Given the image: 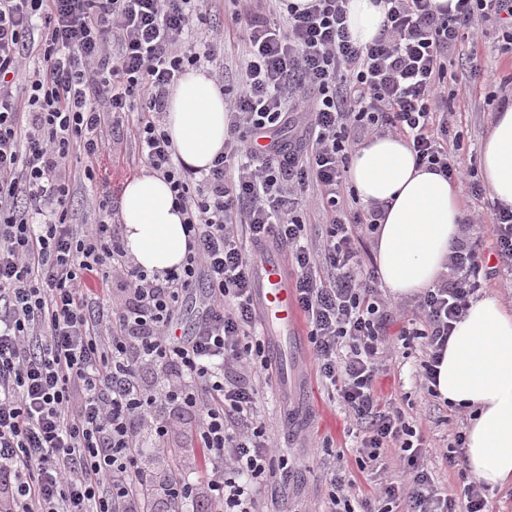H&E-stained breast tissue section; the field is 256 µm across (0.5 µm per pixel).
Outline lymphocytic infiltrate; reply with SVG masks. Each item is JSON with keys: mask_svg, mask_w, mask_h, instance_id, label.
Instances as JSON below:
<instances>
[{"mask_svg": "<svg viewBox=\"0 0 512 512\" xmlns=\"http://www.w3.org/2000/svg\"><path fill=\"white\" fill-rule=\"evenodd\" d=\"M379 35L355 44L346 0H261L235 11L247 50L225 99L224 151L208 170L177 156L159 116L187 69L210 66L224 84V38H194L204 0H0V498L5 512H176L185 478L159 486L138 466L137 421L171 407L198 420L219 512H261L266 482L288 466L254 415L258 386L276 368L257 332L251 251L285 248L308 324L315 370L362 438L340 462L327 512H456L420 462L415 431L383 405L377 382L394 341L425 350L420 373L436 396L437 366L455 323L482 287L479 242L453 246L447 272L416 302L417 326L391 333L389 306L359 243L381 212L360 206L346 173L373 134L405 137L417 165L483 196L450 133L458 44L492 27L512 50V0H386ZM38 65L27 68L29 58ZM125 127L142 160L169 184L185 216L179 269L132 263L112 225V195L93 190L87 216H69L75 180L94 181L112 129ZM288 129L275 151L253 134ZM315 195L325 224L313 240L303 216ZM122 304H106L113 290ZM191 335H176L185 306ZM178 384L144 386L143 369ZM403 479L360 495L353 470L379 466L385 441Z\"/></svg>", "mask_w": 512, "mask_h": 512, "instance_id": "f902f5d3", "label": "lymphocytic infiltrate"}]
</instances>
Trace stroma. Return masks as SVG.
<instances>
[{
	"label": "stroma",
	"mask_w": 512,
	"mask_h": 512,
	"mask_svg": "<svg viewBox=\"0 0 512 512\" xmlns=\"http://www.w3.org/2000/svg\"><path fill=\"white\" fill-rule=\"evenodd\" d=\"M474 50L495 70L502 83L512 84V55L502 53L495 38L478 44L467 40L459 46L456 72L460 103L453 124L463 134L461 154L466 159L479 157L494 112L493 107L485 104L483 92L476 88L465 67V56ZM111 145V151L100 156L96 167L100 187L111 191L117 201L128 179L146 173L148 166L138 160L135 145L125 133H112ZM420 358L415 345L393 350L380 378L379 392L384 399L403 408L423 439L428 449L424 465L438 485L450 492L457 491L463 486L461 470L449 467L445 454L455 433L466 431L468 418L432 398L421 387L414 377ZM286 361V369L278 370L271 385L264 388L258 411L264 419L277 422L273 442L293 469L287 489L268 487L263 508L265 512H324L336 456L355 445L353 425L317 378L310 346L289 348ZM172 421L167 445L179 454L174 463L198 487L195 498L186 501L184 508L186 512H210L213 503L207 482L211 473L204 462L195 421L178 415Z\"/></svg>",
	"instance_id": "1"
}]
</instances>
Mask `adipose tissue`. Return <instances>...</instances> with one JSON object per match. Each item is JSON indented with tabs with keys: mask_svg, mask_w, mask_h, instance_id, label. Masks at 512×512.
I'll use <instances>...</instances> for the list:
<instances>
[{
	"mask_svg": "<svg viewBox=\"0 0 512 512\" xmlns=\"http://www.w3.org/2000/svg\"><path fill=\"white\" fill-rule=\"evenodd\" d=\"M352 40L370 43L384 16L377 0H347ZM165 130L178 157L207 169L224 150L225 104L204 69L187 70L171 88ZM481 172L494 202L512 209V105L495 113L481 153ZM348 179L362 203L384 217L375 259L384 288L397 299L434 287L460 236L463 212L456 184L417 166L407 142L395 135L366 139L353 153ZM159 176L130 179L120 201L126 246L150 271L182 263L188 247L183 216ZM441 400L466 411V465L490 489L512 483V311L497 296L474 300L458 321L437 367Z\"/></svg>",
	"mask_w": 512,
	"mask_h": 512,
	"instance_id": "obj_1",
	"label": "adipose tissue"
}]
</instances>
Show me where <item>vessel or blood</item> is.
<instances>
[{
	"mask_svg": "<svg viewBox=\"0 0 512 512\" xmlns=\"http://www.w3.org/2000/svg\"><path fill=\"white\" fill-rule=\"evenodd\" d=\"M252 295L265 324L274 329L272 354L284 353L289 342L303 335L304 321L288 282L282 251L271 248L259 255L251 267Z\"/></svg>",
	"mask_w": 512,
	"mask_h": 512,
	"instance_id": "b4317fda",
	"label": "vessel or blood"
}]
</instances>
